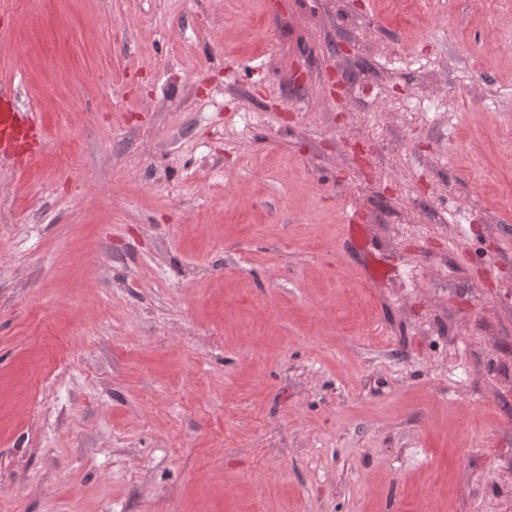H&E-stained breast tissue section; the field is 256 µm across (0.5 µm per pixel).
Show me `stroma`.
<instances>
[{
  "mask_svg": "<svg viewBox=\"0 0 512 512\" xmlns=\"http://www.w3.org/2000/svg\"><path fill=\"white\" fill-rule=\"evenodd\" d=\"M274 1L0 0V512H512V0ZM2 107L0 109V150L14 147L20 140H25L31 147L30 159L36 154V147L42 141V127L35 112L20 115L9 106L10 94L2 89Z\"/></svg>",
  "mask_w": 512,
  "mask_h": 512,
  "instance_id": "35a3bbf8",
  "label": "stroma"
}]
</instances>
